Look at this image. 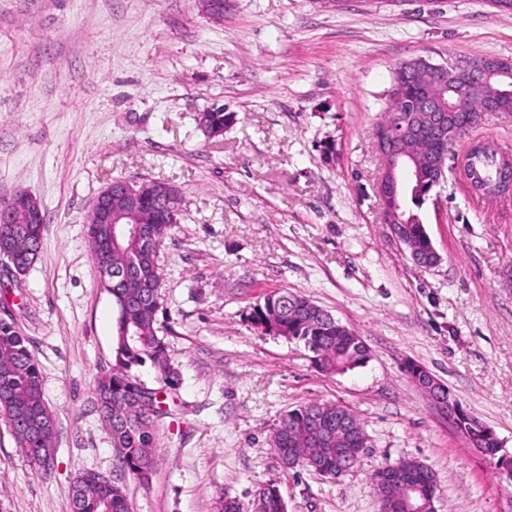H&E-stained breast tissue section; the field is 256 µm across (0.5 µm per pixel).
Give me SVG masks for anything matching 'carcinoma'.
Segmentation results:
<instances>
[{
  "label": "carcinoma",
  "instance_id": "1",
  "mask_svg": "<svg viewBox=\"0 0 512 512\" xmlns=\"http://www.w3.org/2000/svg\"><path fill=\"white\" fill-rule=\"evenodd\" d=\"M502 77H492L471 87L468 111L456 116V122L471 133L482 121L488 97L503 90ZM403 95L409 100L411 112L389 110L377 129L398 133L404 118L415 115L424 105L429 88L411 70L396 67L392 73L389 96ZM232 114L219 109L197 113V124L212 142L224 138V127ZM453 139L430 143L407 142L397 139V146L409 149L415 156L420 180L397 201L384 204L388 223L396 227L400 242L412 260L425 267L431 259L430 237L416 209L434 188L432 152L443 146L451 151ZM494 155L491 150L479 155L472 153L460 161L463 180L472 183L477 164ZM12 208L19 223L0 224V253L13 260L15 271L25 275L40 252L44 227L25 223L24 205L17 197L0 203V208ZM140 234L110 238L109 225L87 224L88 246L98 272L99 287L111 297L115 309V343L112 369L98 375L93 383L95 407L106 425L114 448L115 466L142 482L151 479L157 466L154 448L166 414L162 395L179 385V373L168 357L164 341L157 334V316L161 308V273L158 253L170 224H141ZM135 270L133 276H117L115 272ZM251 323L268 333L295 341L313 354L315 366L330 375L343 374L358 368L369 358L368 349L360 337L336 320L329 312L308 297L286 290L272 292L254 304ZM150 365L161 383L150 388L140 381L135 370ZM410 377H418V386L427 394L441 392L454 397L451 389L424 367L412 363ZM341 411L349 415L354 432L336 438L317 428ZM0 420L10 429L19 447L35 465H40L44 449L54 446L56 421L47 406L42 388V375L31 339L15 322L0 321ZM477 419L459 409L457 429L472 443L497 458V463L512 469V460L500 454L495 435L486 426H476ZM281 447L275 449L286 471L306 466L320 475L336 476V449L362 448L366 443L363 426L351 411L336 404L310 402L290 412L274 428ZM402 474V481L414 487L408 492L403 486L374 482L378 500L394 505L392 512H408V504L424 506L436 493L433 471L412 459L385 466ZM71 512H130L125 489L118 483L101 479L96 471L80 473L72 482ZM251 512H287V504L275 485L260 488L251 503Z\"/></svg>",
  "mask_w": 512,
  "mask_h": 512
}]
</instances>
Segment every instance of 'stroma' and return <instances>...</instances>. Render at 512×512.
<instances>
[{
	"mask_svg": "<svg viewBox=\"0 0 512 512\" xmlns=\"http://www.w3.org/2000/svg\"><path fill=\"white\" fill-rule=\"evenodd\" d=\"M417 57L512 59V13L489 0H0V201L24 191L46 224L25 276L0 264V318L33 342L55 412L43 477L0 423V512H71L72 478L114 477L93 381L112 366L115 311L87 246L93 199L115 178L185 199L159 253L158 334L181 384L158 467L123 475L131 512L250 506L277 483L288 512H378L373 473L415 459L435 512H512V477L473 448L409 377L414 362L512 456V192L473 194L447 160L420 214L441 256L416 265L376 193L374 129L391 73ZM234 115L222 142L196 114ZM304 295L351 328L365 366L319 371L311 352L248 319L263 295ZM335 403L368 441L337 478L283 472L272 430Z\"/></svg>",
	"mask_w": 512,
	"mask_h": 512,
	"instance_id": "obj_1",
	"label": "stroma"
}]
</instances>
